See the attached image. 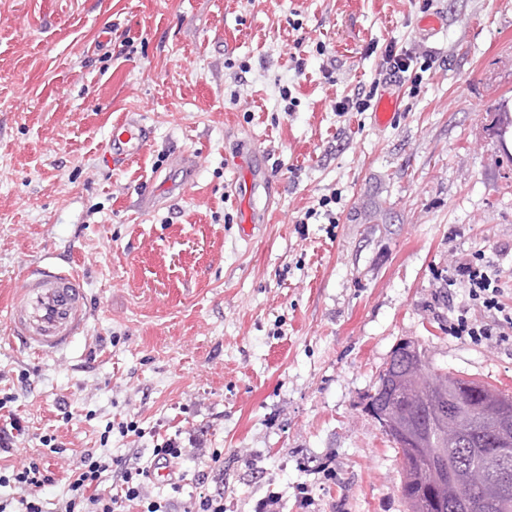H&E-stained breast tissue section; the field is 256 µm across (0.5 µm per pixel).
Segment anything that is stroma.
<instances>
[{
    "label": "stroma",
    "mask_w": 512,
    "mask_h": 512,
    "mask_svg": "<svg viewBox=\"0 0 512 512\" xmlns=\"http://www.w3.org/2000/svg\"><path fill=\"white\" fill-rule=\"evenodd\" d=\"M390 44L410 63L393 124L337 111ZM506 100L512 0H0V397L20 421L0 467L52 471L57 512L82 450L116 487L173 439L181 480L144 482L170 512L203 494L224 512H408L367 409L392 349L417 340L432 370L512 396V339L448 333L462 312L493 320L448 282L474 256L512 306ZM126 112L151 137L110 167ZM243 141L279 184L248 242L229 186ZM33 265L87 296L52 356L9 330Z\"/></svg>",
    "instance_id": "obj_1"
}]
</instances>
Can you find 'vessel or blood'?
I'll use <instances>...</instances> for the list:
<instances>
[{
  "label": "vessel or blood",
  "mask_w": 512,
  "mask_h": 512,
  "mask_svg": "<svg viewBox=\"0 0 512 512\" xmlns=\"http://www.w3.org/2000/svg\"><path fill=\"white\" fill-rule=\"evenodd\" d=\"M150 132L139 113L126 114L112 128L108 155L124 161L139 155ZM253 148H241L234 159L232 186L243 199L240 236L251 240L259 224L265 223L273 187L268 176L254 163ZM86 296L81 277L64 271L29 270L19 296L10 307L9 325L14 336L35 354L61 351L85 326Z\"/></svg>",
  "instance_id": "1"
}]
</instances>
